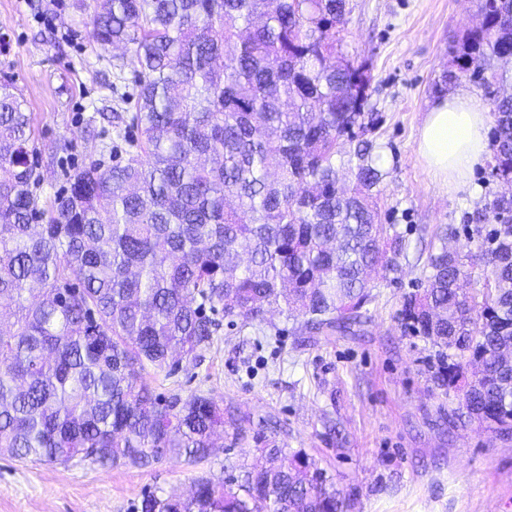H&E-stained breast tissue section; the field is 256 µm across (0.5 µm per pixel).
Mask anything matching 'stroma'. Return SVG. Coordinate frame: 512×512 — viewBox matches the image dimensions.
<instances>
[{
    "label": "stroma",
    "instance_id": "1",
    "mask_svg": "<svg viewBox=\"0 0 512 512\" xmlns=\"http://www.w3.org/2000/svg\"><path fill=\"white\" fill-rule=\"evenodd\" d=\"M477 22L475 0H349L343 50L372 76L365 109L378 119L372 138L387 173L381 219L406 239L399 279L375 281L364 334L308 342L278 313L260 327L222 326L201 358L183 360L158 386L213 398L241 421L245 442L227 437L204 461L167 457L149 469L2 454L0 512H136L144 494L186 495L199 478L232 477V463L261 461L272 441L286 454L305 452L349 494V512H512V434L465 424L437 378L434 350L401 320L438 227L469 223L500 190L485 165L468 186L447 190L418 155L429 108L458 90L480 91L466 77L442 81L450 46ZM2 43L0 83L27 102L49 197L113 135L95 113L132 112L135 65L96 42L75 0H0Z\"/></svg>",
    "mask_w": 512,
    "mask_h": 512
}]
</instances>
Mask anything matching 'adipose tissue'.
I'll list each match as a JSON object with an SVG mask.
<instances>
[{"instance_id":"ef3b65f1","label":"adipose tissue","mask_w":512,"mask_h":512,"mask_svg":"<svg viewBox=\"0 0 512 512\" xmlns=\"http://www.w3.org/2000/svg\"><path fill=\"white\" fill-rule=\"evenodd\" d=\"M490 107L466 90L436 101L420 132L418 153L438 183L457 189L467 186L488 152Z\"/></svg>"}]
</instances>
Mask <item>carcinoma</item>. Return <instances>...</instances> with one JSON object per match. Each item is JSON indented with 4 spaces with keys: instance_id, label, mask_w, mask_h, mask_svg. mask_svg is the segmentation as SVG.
<instances>
[{
    "instance_id": "cac0c4a2",
    "label": "carcinoma",
    "mask_w": 512,
    "mask_h": 512,
    "mask_svg": "<svg viewBox=\"0 0 512 512\" xmlns=\"http://www.w3.org/2000/svg\"><path fill=\"white\" fill-rule=\"evenodd\" d=\"M103 46L136 62L124 128L132 151L74 169L42 201L37 129L0 85V453L64 464L151 467L203 460L224 431L205 395L157 391L210 348L224 316L354 334L374 299L368 274L397 280L404 236L381 221L384 172L364 111L369 67L339 51L348 0H93ZM484 20L451 47L446 84L474 77L493 96L491 176L512 184V0H479ZM112 156V162L105 156ZM344 157L350 184L340 182ZM476 218L461 255L444 225L424 288L402 321L436 348L438 380L468 417L512 429V193ZM46 219L39 224L37 220ZM480 271L482 287L460 281ZM228 482L201 478L188 498L143 496L139 512H347L349 498L301 452Z\"/></svg>"
}]
</instances>
